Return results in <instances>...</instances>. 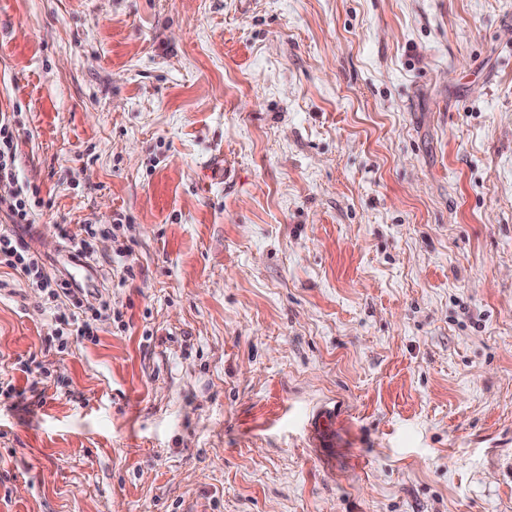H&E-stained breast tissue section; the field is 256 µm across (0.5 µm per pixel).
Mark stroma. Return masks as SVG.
Wrapping results in <instances>:
<instances>
[{"instance_id":"stroma-1","label":"stroma","mask_w":512,"mask_h":512,"mask_svg":"<svg viewBox=\"0 0 512 512\" xmlns=\"http://www.w3.org/2000/svg\"><path fill=\"white\" fill-rule=\"evenodd\" d=\"M1 112L0 512H512V0H0ZM0 117V210H7L12 224H31L32 213L27 191L16 187L18 177L15 167V147L9 117L1 112ZM5 264L26 276L34 273L35 280L32 285L45 293L48 298L56 299L59 297L61 290L65 295L70 297L72 306L80 310L78 315L73 314V324H77L76 336L87 339H93L94 328L93 322L98 318V308L89 303L83 289L75 287L66 280L53 279L44 276L39 272L38 260L35 255L30 253L28 247L18 239H14L8 235H0V265ZM91 312V316L88 313ZM84 315V316H83ZM81 316V320L80 317ZM85 317V318H84ZM80 321V322H79Z\"/></svg>"}]
</instances>
